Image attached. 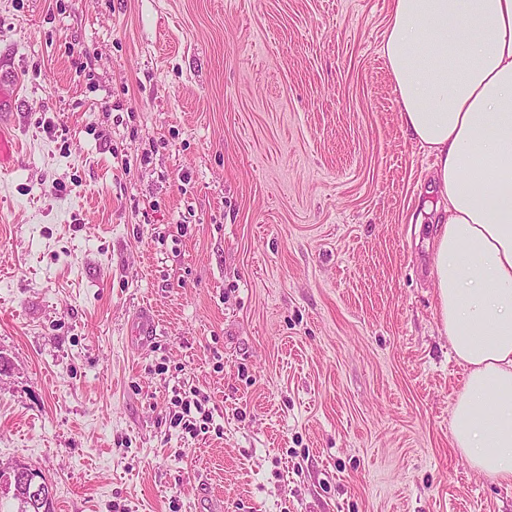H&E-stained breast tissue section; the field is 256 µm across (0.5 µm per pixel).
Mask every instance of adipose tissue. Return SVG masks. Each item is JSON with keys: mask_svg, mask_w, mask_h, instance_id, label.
<instances>
[{"mask_svg": "<svg viewBox=\"0 0 512 512\" xmlns=\"http://www.w3.org/2000/svg\"><path fill=\"white\" fill-rule=\"evenodd\" d=\"M399 119L435 158L446 205L430 240L438 315L466 369L451 443L512 483V0H392Z\"/></svg>", "mask_w": 512, "mask_h": 512, "instance_id": "ef3b65f1", "label": "adipose tissue"}]
</instances>
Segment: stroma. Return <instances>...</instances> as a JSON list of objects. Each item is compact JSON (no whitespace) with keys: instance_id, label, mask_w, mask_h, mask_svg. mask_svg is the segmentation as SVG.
I'll use <instances>...</instances> for the list:
<instances>
[{"instance_id":"1","label":"stroma","mask_w":512,"mask_h":512,"mask_svg":"<svg viewBox=\"0 0 512 512\" xmlns=\"http://www.w3.org/2000/svg\"><path fill=\"white\" fill-rule=\"evenodd\" d=\"M389 16L0 0V466L56 512H512L451 445L433 158L399 122ZM12 93L5 95L3 86H0V172L9 168L15 162L16 141L18 137L12 130L7 106L11 102ZM18 473H23L25 483L29 492L33 497L37 498L38 496H44L45 493L49 490V486L47 482H45L44 478L41 474L31 468L25 467L21 464H15L7 469H4L0 466V494H8L10 492L13 493L14 486L12 484L11 477L17 475Z\"/></svg>"}]
</instances>
